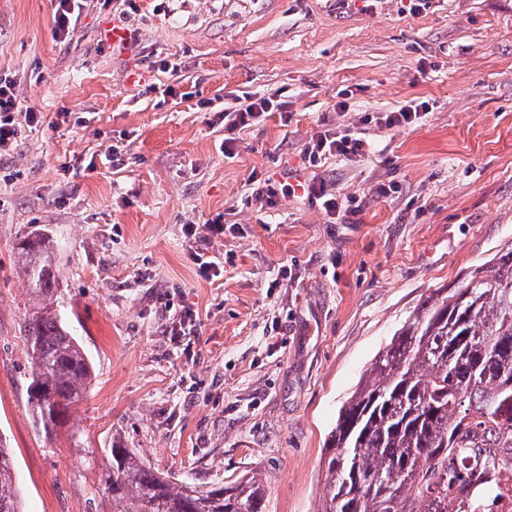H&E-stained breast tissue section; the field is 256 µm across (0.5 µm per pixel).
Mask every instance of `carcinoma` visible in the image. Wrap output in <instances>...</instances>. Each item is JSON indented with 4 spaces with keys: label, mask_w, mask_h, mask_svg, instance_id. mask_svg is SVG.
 Listing matches in <instances>:
<instances>
[{
    "label": "carcinoma",
    "mask_w": 512,
    "mask_h": 512,
    "mask_svg": "<svg viewBox=\"0 0 512 512\" xmlns=\"http://www.w3.org/2000/svg\"><path fill=\"white\" fill-rule=\"evenodd\" d=\"M55 245L16 244L34 304L24 320L31 359L28 404L46 434L65 423L93 379L82 345L54 307ZM512 456V243L465 287L439 288L402 323L341 406L326 444L314 512H490L489 487L471 470ZM103 478L109 512H265L259 477L201 489L175 482L114 443ZM0 512H22L13 455L0 443Z\"/></svg>",
    "instance_id": "cac0c4a2"
}]
</instances>
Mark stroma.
Instances as JSON below:
<instances>
[{"label": "stroma", "mask_w": 512, "mask_h": 512, "mask_svg": "<svg viewBox=\"0 0 512 512\" xmlns=\"http://www.w3.org/2000/svg\"><path fill=\"white\" fill-rule=\"evenodd\" d=\"M404 4L139 0V50L118 55L104 35L121 0H86L65 43L51 0H0V72L43 114L0 182V436L25 512H105L114 441L200 486L257 473L267 512H314L326 441L377 353L425 297L512 242V0H427L415 16ZM160 59L177 71L154 69ZM169 86L177 97H162ZM282 87L291 122L240 131L225 159L224 123L199 100ZM344 89L370 151L303 168ZM416 97L433 106L417 126L364 120ZM113 145L124 167L107 161ZM288 169L335 183L360 212L247 203L251 174ZM380 183L399 191L375 196ZM45 232L60 314L94 370L51 436L27 402L29 283L15 256ZM201 259L223 275L201 277ZM187 308L201 329L172 340Z\"/></svg>", "instance_id": "obj_1"}]
</instances>
